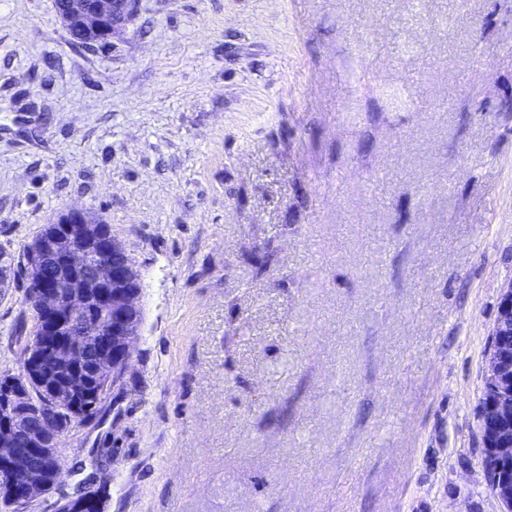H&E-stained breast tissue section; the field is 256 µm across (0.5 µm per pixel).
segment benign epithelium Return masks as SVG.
<instances>
[{"instance_id":"1","label":"benign epithelium","mask_w":512,"mask_h":512,"mask_svg":"<svg viewBox=\"0 0 512 512\" xmlns=\"http://www.w3.org/2000/svg\"><path fill=\"white\" fill-rule=\"evenodd\" d=\"M123 2L126 10L119 17L115 0H65L60 17L66 24L77 23L80 33L109 43L131 17L134 0ZM69 214L71 222L52 225L48 241L41 244L40 273L31 289L39 334L25 343L24 378L0 376V408L10 414L0 419V493L18 512L60 482L63 467L57 449L43 440L61 436L60 413L79 412L85 368L108 389L124 374L138 335L131 317L139 311L140 290L129 287L131 266L115 259L111 240L86 229L83 211L71 209ZM75 228L86 250L94 252L93 261L89 269L65 277L62 271L78 260L60 247L61 239L73 236ZM94 307L106 309L108 320L91 315ZM490 336L480 416L482 463L501 512H512V280L501 290ZM60 368L68 369L76 382L59 380ZM102 487L88 484L77 497L63 500L58 512H73L98 498Z\"/></svg>"}]
</instances>
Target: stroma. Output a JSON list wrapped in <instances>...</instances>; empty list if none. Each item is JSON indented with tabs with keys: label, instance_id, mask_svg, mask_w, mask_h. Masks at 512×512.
I'll return each mask as SVG.
<instances>
[{
	"label": "stroma",
	"instance_id": "1",
	"mask_svg": "<svg viewBox=\"0 0 512 512\" xmlns=\"http://www.w3.org/2000/svg\"><path fill=\"white\" fill-rule=\"evenodd\" d=\"M512 0H136L71 44L0 0V247L77 207L140 282L57 512H499L478 429L512 280ZM0 288V372L30 336Z\"/></svg>",
	"mask_w": 512,
	"mask_h": 512
}]
</instances>
